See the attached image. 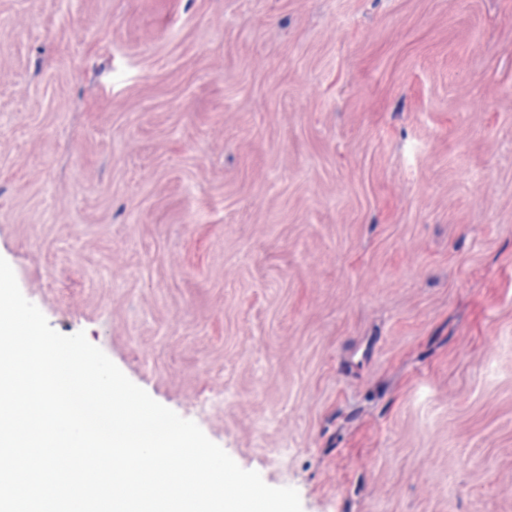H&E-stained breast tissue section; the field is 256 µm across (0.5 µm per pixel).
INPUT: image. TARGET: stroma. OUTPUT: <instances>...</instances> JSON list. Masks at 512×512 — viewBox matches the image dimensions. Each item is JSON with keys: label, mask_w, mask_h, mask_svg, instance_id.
<instances>
[{"label": "stroma", "mask_w": 512, "mask_h": 512, "mask_svg": "<svg viewBox=\"0 0 512 512\" xmlns=\"http://www.w3.org/2000/svg\"><path fill=\"white\" fill-rule=\"evenodd\" d=\"M0 256L303 512H512V0H0Z\"/></svg>", "instance_id": "1"}]
</instances>
